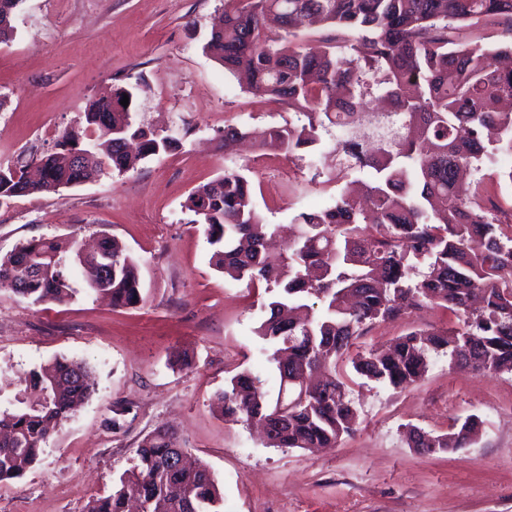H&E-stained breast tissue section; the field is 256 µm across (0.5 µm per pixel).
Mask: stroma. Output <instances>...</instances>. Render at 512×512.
Returning <instances> with one entry per match:
<instances>
[{
    "instance_id": "stroma-1",
    "label": "stroma",
    "mask_w": 512,
    "mask_h": 512,
    "mask_svg": "<svg viewBox=\"0 0 512 512\" xmlns=\"http://www.w3.org/2000/svg\"><path fill=\"white\" fill-rule=\"evenodd\" d=\"M224 0H22L16 34L0 43V164L55 151L67 132L96 136L83 114L113 88L137 86V121L176 130L180 148L137 170L0 205V258L33 238L90 245L107 236L138 262L143 301L113 307L90 288L64 304H32L0 288V394L56 358L87 365L89 399L50 436L26 475L0 487V512H82L134 463L140 440L171 427L214 472L220 512H512V373H472L432 355L403 389L358 379L357 423L332 448H277L212 407L231 373L248 369L276 394L272 349L256 333L268 295L224 277L184 204L228 164L220 137L234 123L261 132L292 115L244 91L204 50ZM458 43L512 41L499 17L458 28ZM269 224L330 206L335 183L304 160L255 145L237 156ZM426 305L377 323L357 351L412 329L457 324ZM475 416L476 441L423 453L406 431L433 435Z\"/></svg>"
}]
</instances>
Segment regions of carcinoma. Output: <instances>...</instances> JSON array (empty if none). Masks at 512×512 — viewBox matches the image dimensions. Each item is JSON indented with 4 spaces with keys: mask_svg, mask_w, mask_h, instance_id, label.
<instances>
[{
    "mask_svg": "<svg viewBox=\"0 0 512 512\" xmlns=\"http://www.w3.org/2000/svg\"><path fill=\"white\" fill-rule=\"evenodd\" d=\"M0 0V43L14 35L10 4ZM502 17L512 25V0H224L222 24L203 50L241 76L251 95L294 113L297 123L274 127L263 145L284 156L310 157L336 183L366 176L359 194L342 190L334 203L295 217L284 249L268 250L280 227L264 223L252 182L228 168L195 189L184 207L205 228L212 265L235 281L271 293L269 315L257 327L272 358L288 366V399L271 397L249 371L232 375L214 400L224 418L269 422L273 447L334 448L352 431L346 363L361 377L393 388L420 379L430 353L467 364L476 373H512V234L491 207L492 192L459 177L499 154L512 155V44L458 47L448 30ZM332 26L336 44L296 42V26ZM92 101L84 112L97 131L81 162L68 158L79 136L67 133L57 150L36 158L38 180L0 166V204L19 195L56 192L91 172L124 174L148 158L178 148L181 139L132 120L123 97ZM383 100L386 111L369 105ZM336 128L331 146L321 132ZM244 137L224 125V152ZM425 266L422 272L419 266ZM109 295L115 308L143 301L136 260L104 237L84 254L73 241L31 239L0 258V286L34 304H63L77 293L70 269ZM318 300L323 310L309 305ZM436 304L460 311L456 327L412 331L385 351L350 356L356 340L378 321ZM92 394L84 363L67 359L31 370L24 388L0 409V483L20 479L37 462L50 432ZM480 427L475 416L453 433L409 431L425 452L463 448ZM174 431L158 427L135 449V462L112 492L82 512H218V481L210 467L174 466L187 455Z\"/></svg>",
    "mask_w": 512,
    "mask_h": 512,
    "instance_id": "cac0c4a2",
    "label": "carcinoma"
}]
</instances>
